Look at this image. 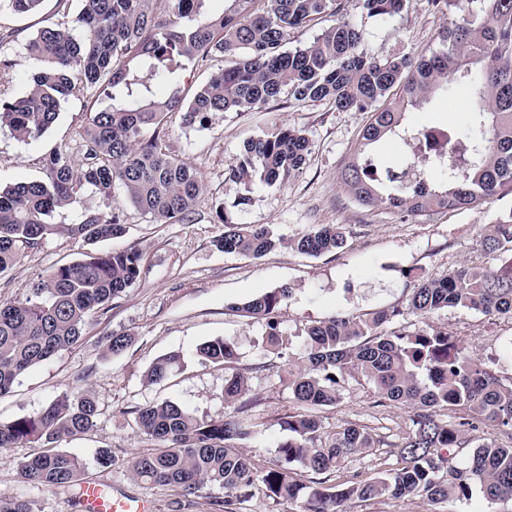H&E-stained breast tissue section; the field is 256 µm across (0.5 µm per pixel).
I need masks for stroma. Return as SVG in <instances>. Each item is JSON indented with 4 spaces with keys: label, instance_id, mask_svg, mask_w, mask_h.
<instances>
[{
    "label": "stroma",
    "instance_id": "stroma-1",
    "mask_svg": "<svg viewBox=\"0 0 512 512\" xmlns=\"http://www.w3.org/2000/svg\"><path fill=\"white\" fill-rule=\"evenodd\" d=\"M57 18V0H43L30 15L0 10V64H9L8 69L0 67L1 97L24 92L32 69L26 43ZM341 19L360 30L363 48L374 57L399 54L415 60L439 49L442 32L461 15L433 0H410L399 14L371 17L357 0H348ZM470 98L467 83L452 81L447 95L407 111L405 121L417 129H463ZM369 118L366 110L339 111L324 101L297 102L285 92L266 104L225 113L201 126H186L175 115L168 122L169 148L191 162L204 183L203 193L182 222H152L125 202L118 187L111 200L87 192L74 206L55 212L52 223L75 224L88 209L119 210L123 235L97 243L96 248L138 250L140 275L113 299L110 311L89 319L76 344L30 369L0 396V423L32 415L59 396L88 389L99 407L94 427L60 444L61 450L83 463L87 481L101 483L118 496L149 500L155 512H299L296 504L267 498L260 485L247 499L228 507L224 490L213 485L185 495L135 479L127 466L129 459L150 452L155 443L138 428L134 411L173 401L200 419L220 421L234 411L224 400V379L242 375L248 382L246 397L253 402L251 414L259 425L242 447L257 469H267L277 459L278 442L288 436V417L299 411L284 380L289 369L304 361L305 328L339 312L392 308L401 314L390 323V330L430 326L448 331L470 354L492 364L503 383H512V317L456 308L422 316L408 308L419 276H439L463 264L500 265L502 254L489 252L483 236L489 225L512 211V190H500L471 208L412 217L358 205L344 189L340 174L359 150ZM86 119L84 100L74 99L63 105L39 138L20 142L0 129V186L44 178V159L55 150L80 160ZM286 126L302 130L312 144L300 170L273 185L257 179L246 186L227 180L244 142ZM228 221L267 225L288 237L319 224H337L346 231L347 246L339 254L317 258L279 248L253 259L216 247ZM88 249V244L64 234L23 248L15 264L0 274V302L20 298L53 269L80 260ZM284 285L291 295L279 316L282 344L274 348L267 342L266 324L240 306ZM114 334L132 339L118 355L107 351V338ZM217 338L236 346L237 357L229 366L194 354L199 344ZM171 352L184 353L183 369L163 383H149L148 368ZM317 414L325 431L359 424L394 444L408 431L412 411L377 403L366 384L350 379L341 402L320 408ZM104 450L110 453L111 464H100ZM33 452L27 445L0 451V492L28 500L33 512H78L71 490L47 489L20 479L18 464ZM350 512H512V500L491 504L477 492L439 504L419 496L355 500Z\"/></svg>",
    "mask_w": 512,
    "mask_h": 512
}]
</instances>
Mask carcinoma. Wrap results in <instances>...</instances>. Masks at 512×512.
<instances>
[{
    "label": "carcinoma",
    "instance_id": "obj_1",
    "mask_svg": "<svg viewBox=\"0 0 512 512\" xmlns=\"http://www.w3.org/2000/svg\"><path fill=\"white\" fill-rule=\"evenodd\" d=\"M17 14L39 10L42 0H6ZM61 19L41 28L26 44L35 69L26 91L0 99V129L19 141L42 136L64 103L103 88V104L89 112L83 127L79 163L55 151L45 160L46 177L0 188V273L14 265L19 250L65 233L92 244L124 233L114 211H89L78 224H53L48 217L72 205L89 188L105 199L120 186L126 202L152 221H182L202 193L197 169L163 145L171 112L187 126L202 125L224 112L254 108L283 90L297 102H331L340 111H364L402 88V97L371 113L362 131L363 149L346 165L342 182L363 206H384L408 216L432 210L476 206L512 186V0H479L482 16L444 31L443 48L413 62L405 56L378 59L362 48V35L340 20L293 51L283 50L288 35L325 16H339L345 0H229L220 15L209 0H81L75 18L69 0H58ZM410 0H359L371 17L404 11ZM82 37L73 35L75 27ZM219 54L228 62L189 99L180 74L187 64ZM473 85L470 124L442 149L427 144V130L403 123L408 108L448 90L455 76ZM151 127L149 138L144 129ZM400 138L409 156L397 167H384L370 153L386 136ZM311 150L302 131L285 127L246 142L229 178L247 183L258 176L268 184L298 171ZM225 224L216 247L254 259L278 247L318 257L338 254L345 231L318 224L294 238L264 225ZM491 251L509 254L496 269L460 266L442 277H422L409 308L429 315L463 308L485 315H512V212L491 225L484 238ZM141 254L134 249L87 252L71 265L53 270L21 298L0 303V395L22 373L75 344L96 313L112 309V300L140 274ZM290 296L282 286L241 306L264 319L268 341L279 344L276 316ZM397 310L340 313L306 331L304 365L288 370V393L304 409L286 422L288 439L277 445L279 460L258 472L237 442L255 433L252 404L240 401L244 377L224 380V399L235 404L222 421H205L173 402L135 410L138 427L157 448L129 461L134 478L192 494L205 484L218 485L237 498L262 484L269 498L300 505L301 512H347L354 499L421 496L433 503L467 499L478 488L489 502L512 499V443L486 438L465 460L454 462L465 435L492 426L512 436V384L473 358L448 332L428 328L391 332L385 325ZM196 355L213 363L236 359L235 346L223 339L201 344ZM184 355L157 359L146 377L160 383L179 370ZM349 378L363 380L379 398L413 410L409 431L390 455L395 462L381 475L361 479L345 473V462L376 447L370 430L352 424L323 432L312 408L334 407ZM457 406L469 415L457 420ZM446 410L448 414L441 415ZM97 401L88 390L63 395L38 413L0 423V450L30 444L43 452L18 465L20 478L48 488H81L80 460L56 444L94 425ZM322 476L309 483L295 465ZM336 476L333 486L327 476ZM0 512H32L29 504L0 493Z\"/></svg>",
    "mask_w": 512,
    "mask_h": 512
}]
</instances>
